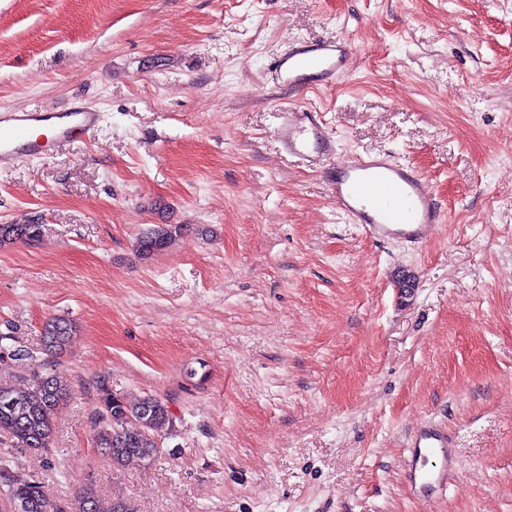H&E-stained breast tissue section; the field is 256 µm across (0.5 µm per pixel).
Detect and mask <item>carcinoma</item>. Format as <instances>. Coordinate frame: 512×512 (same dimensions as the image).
<instances>
[{
	"instance_id": "obj_1",
	"label": "carcinoma",
	"mask_w": 512,
	"mask_h": 512,
	"mask_svg": "<svg viewBox=\"0 0 512 512\" xmlns=\"http://www.w3.org/2000/svg\"><path fill=\"white\" fill-rule=\"evenodd\" d=\"M186 232L184 224H156L142 232L136 241L144 259L166 250ZM41 236L39 224H0V245L13 242L34 243ZM77 324L64 317H53L42 327L41 363L20 347L0 346V361L24 371L26 385L18 387L0 380V435L12 447L50 454L54 442L55 416L60 405L70 398L67 385L48 371L49 359L63 353L77 335ZM95 408L94 444L112 467L132 460L147 461L160 450L159 430L172 424V413L160 398L147 394L130 401L102 381ZM0 485L6 488L10 506L22 512H67L45 485L19 472L9 459L0 460ZM76 512H101L92 486L79 492Z\"/></svg>"
}]
</instances>
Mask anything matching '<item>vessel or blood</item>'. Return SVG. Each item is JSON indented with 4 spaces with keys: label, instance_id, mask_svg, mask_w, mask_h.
<instances>
[{
    "label": "vessel or blood",
    "instance_id": "1",
    "mask_svg": "<svg viewBox=\"0 0 512 512\" xmlns=\"http://www.w3.org/2000/svg\"><path fill=\"white\" fill-rule=\"evenodd\" d=\"M352 50L345 39L295 42L276 61V78L295 88L329 82L345 69ZM100 121V112L76 104L43 112H1L0 165L46 155L54 145L90 133ZM274 134L289 155L322 167L337 209L372 239L418 247L445 223L446 214L425 177L388 155L338 157L318 113L302 108L282 113ZM448 448L445 428L428 422L410 432L407 478L419 495L429 497L446 487L455 469Z\"/></svg>",
    "mask_w": 512,
    "mask_h": 512
}]
</instances>
